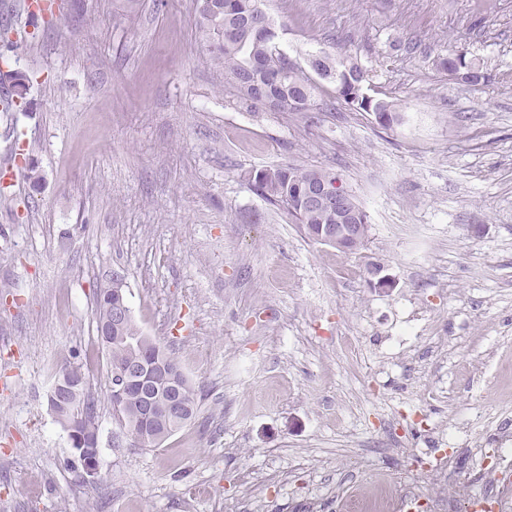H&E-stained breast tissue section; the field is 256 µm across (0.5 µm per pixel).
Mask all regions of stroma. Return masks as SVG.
Segmentation results:
<instances>
[{
    "label": "stroma",
    "mask_w": 512,
    "mask_h": 512,
    "mask_svg": "<svg viewBox=\"0 0 512 512\" xmlns=\"http://www.w3.org/2000/svg\"><path fill=\"white\" fill-rule=\"evenodd\" d=\"M26 3L0 0L28 39L7 67L32 80L0 112V512H309L321 490L391 493L413 448L453 456L435 495L484 490L471 432L512 440V0H267L288 59L352 56L405 112L391 130L329 83L305 120L251 109L196 0H76L54 25ZM452 50L488 82L438 71ZM282 164L340 176L362 250L251 189ZM116 271L205 393L154 448L119 442L107 401L93 296ZM64 364L99 399L92 483L47 405Z\"/></svg>",
    "instance_id": "stroma-1"
}]
</instances>
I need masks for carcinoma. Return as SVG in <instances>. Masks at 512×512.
I'll return each mask as SVG.
<instances>
[{
	"instance_id": "carcinoma-1",
	"label": "carcinoma",
	"mask_w": 512,
	"mask_h": 512,
	"mask_svg": "<svg viewBox=\"0 0 512 512\" xmlns=\"http://www.w3.org/2000/svg\"><path fill=\"white\" fill-rule=\"evenodd\" d=\"M197 9L199 30L213 46L212 57L221 68L224 83L250 106L258 107L252 99L250 72L262 70L275 78L271 89L283 99L281 111L295 117L303 118L311 112L315 92L319 89L318 80L321 79L333 84L338 98L351 109L373 116L378 126L391 129L404 123L405 113L400 107L393 101L376 96L365 70L347 56L322 51L319 70L313 74L299 66H288L286 55L277 42L278 33L264 9V0H197ZM26 46L25 38L14 39L9 31H0L1 60ZM436 67L448 74L479 73L483 79H488L483 63L456 52L437 58ZM318 179L331 187L341 181L340 176L331 170L293 164L255 170L249 177L257 195L283 210L296 224L309 226L305 233L314 241L321 228L336 223V214L311 210L306 205L302 191ZM116 301L111 287L105 286L97 291V331L103 330ZM104 345L112 371L143 364L147 368L163 365L181 372L180 389L186 412L183 418L168 422L164 437H169L196 416L202 400L199 387L183 371L173 353L145 335L133 318H128L118 334L104 341ZM109 400L119 426L137 436L143 447L151 446V443L144 442L140 400L133 394L119 402L112 395ZM48 402L57 422L79 441L73 446L75 461L80 463L99 452L98 400L86 388L84 374L79 368L66 365L59 369Z\"/></svg>"
}]
</instances>
